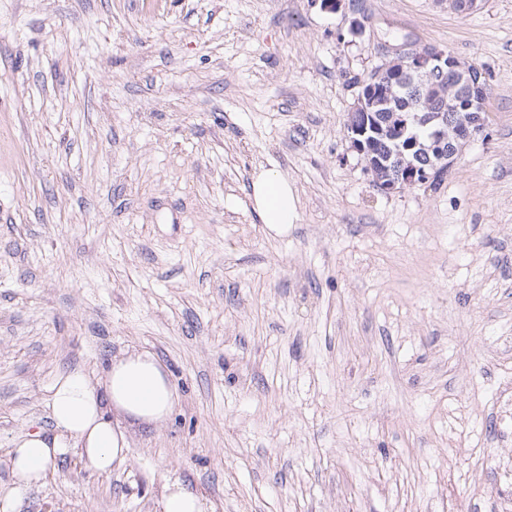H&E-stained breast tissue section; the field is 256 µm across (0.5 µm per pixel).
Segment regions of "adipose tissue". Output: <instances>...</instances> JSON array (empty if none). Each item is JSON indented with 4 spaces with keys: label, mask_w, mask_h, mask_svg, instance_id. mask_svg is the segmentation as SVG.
Instances as JSON below:
<instances>
[{
    "label": "adipose tissue",
    "mask_w": 512,
    "mask_h": 512,
    "mask_svg": "<svg viewBox=\"0 0 512 512\" xmlns=\"http://www.w3.org/2000/svg\"><path fill=\"white\" fill-rule=\"evenodd\" d=\"M250 197L269 232L287 235L289 225L297 222L294 190L279 171L256 172ZM46 405L51 431L28 432L10 443V479L0 483V512H13L71 451H79L85 466L97 472L122 464L130 446L126 423L165 422L175 394L154 356L132 353L111 361L101 380L80 367L59 371L48 387Z\"/></svg>",
    "instance_id": "obj_1"
}]
</instances>
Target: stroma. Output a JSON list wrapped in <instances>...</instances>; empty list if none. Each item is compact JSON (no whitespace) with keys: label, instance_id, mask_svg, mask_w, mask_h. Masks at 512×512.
Instances as JSON below:
<instances>
[{"label":"stroma","instance_id":"stroma-1","mask_svg":"<svg viewBox=\"0 0 512 512\" xmlns=\"http://www.w3.org/2000/svg\"><path fill=\"white\" fill-rule=\"evenodd\" d=\"M408 43L482 67L488 128L440 188L389 194L344 78ZM504 224L512 0H0V482L66 366L146 352L175 389L124 463L69 455L14 512H161L175 478L212 512H501ZM250 197L262 224L277 236L288 234L298 220L296 197L288 179L274 169H261L251 181Z\"/></svg>","mask_w":512,"mask_h":512}]
</instances>
